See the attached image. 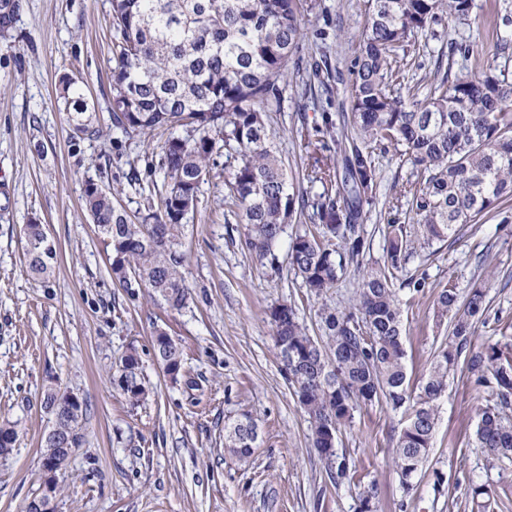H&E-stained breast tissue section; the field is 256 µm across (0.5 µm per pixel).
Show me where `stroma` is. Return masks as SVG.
Masks as SVG:
<instances>
[{"label":"stroma","mask_w":512,"mask_h":512,"mask_svg":"<svg viewBox=\"0 0 512 512\" xmlns=\"http://www.w3.org/2000/svg\"><path fill=\"white\" fill-rule=\"evenodd\" d=\"M366 0H315L305 37L288 66L282 108L267 118L270 142L295 193L306 153L298 136L322 113L342 121L351 111L352 70L366 18ZM444 29L441 39L410 41L415 83L439 82L438 54L467 36ZM111 0H22L11 42H0V419L19 439L0 458V512H23L41 492V442L49 427L47 386L76 394L86 407L84 438L61 477L55 512H360V495L376 486L374 512H478L474 487L489 494L487 512H512V464L489 462L474 432L491 391L459 370L438 401L433 445L412 487L392 462L400 416L384 405L362 408L342 429L336 451L355 468L351 483L328 481L312 445L307 417L281 371L270 312L294 303L310 336L322 338L319 310L351 309L361 272L345 275L322 296L311 294L288 258L303 231L294 213L261 259L244 244L247 226L228 198L221 169L202 186L181 250L192 300L172 311L147 289L136 300L112 280V250L83 207V187L112 188L129 215L158 204L157 145L163 131L129 140L109 120L114 64ZM327 56L328 75L311 81L308 66ZM69 73L87 97L101 136L73 137L56 101L55 83ZM375 202L361 224L365 263L384 262L386 224L397 218L396 196L412 169L394 149L376 151ZM39 218L57 249L47 278L25 272V224ZM409 274L423 292L401 290L403 340L411 384H419L443 347L449 323L438 320V288L486 290L488 311L474 347L512 345V223L487 216L463 224L455 243L417 251ZM164 329L180 343L183 370L198 389L171 382L153 359L151 340ZM137 352L154 389L133 406L112 382L126 354ZM251 414L260 439L247 460L224 449V425Z\"/></svg>","instance_id":"1"}]
</instances>
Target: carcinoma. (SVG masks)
Returning a JSON list of instances; mask_svg holds the SVG:
<instances>
[{
	"label": "carcinoma",
	"instance_id": "cac0c4a2",
	"mask_svg": "<svg viewBox=\"0 0 512 512\" xmlns=\"http://www.w3.org/2000/svg\"><path fill=\"white\" fill-rule=\"evenodd\" d=\"M0 0V40L13 37L17 19ZM115 65L112 67V127L134 138L148 131H170L159 146L160 204L131 219L113 202L112 191L83 194L92 224L112 246V277L130 297L148 288L173 310L188 306L191 294L181 271L179 250L190 212L202 184L224 157V186L248 226L245 245L263 258L270 254L283 226L295 212L297 196L273 151L267 113L278 109L288 63L304 38L302 17L308 0H111ZM474 0H370L366 25L355 58L352 109L354 132L343 169L323 154L320 128L304 133L309 162L302 173L322 191L301 201L311 210L313 228L295 234L288 256L310 292L320 296L335 287L347 263L362 268L356 304L348 311L320 312L324 339L308 335L295 307L286 303L270 316L289 387L308 416L312 442L335 485L352 480L338 460L336 439L355 412L374 404L402 411L394 464L404 488L426 461L436 426V401L458 365L491 399L480 410L479 447L492 461L512 462V348L497 344L474 348L475 324L484 314L486 292L476 286L461 297L456 284L438 289L437 317L450 318L448 342L424 381L410 386L402 340L397 287L419 293L425 279L400 278L411 256L436 241L456 237L457 225L477 224L512 199V80L493 64L478 70L465 61L476 41L450 44L448 56H460L452 78L431 85L423 100L406 103L398 95L408 73L399 60L410 37L439 38L436 25H468ZM60 99L69 126L95 136L89 103L78 81L60 78ZM391 145L411 165L415 179L404 186L416 236L395 222L385 227V259L364 267L366 242L358 220L373 203L376 168L372 145ZM26 271L49 275L56 249L41 224H27ZM156 362L174 383L183 370V350L159 329L153 341ZM113 383L132 405L153 388L134 353L116 369ZM86 411L55 422L57 440L44 438L42 455L66 470L83 438ZM19 432L0 422V448H12ZM259 439L249 414L224 425L227 448L241 459L251 456Z\"/></svg>",
	"mask_w": 512,
	"mask_h": 512
}]
</instances>
